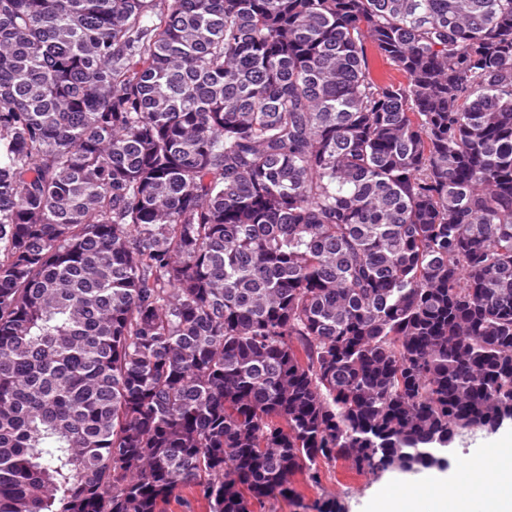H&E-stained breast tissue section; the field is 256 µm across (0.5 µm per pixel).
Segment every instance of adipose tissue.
Here are the masks:
<instances>
[{"label":"adipose tissue","instance_id":"ef3b65f1","mask_svg":"<svg viewBox=\"0 0 512 512\" xmlns=\"http://www.w3.org/2000/svg\"><path fill=\"white\" fill-rule=\"evenodd\" d=\"M381 512H512V443L489 445L453 474L388 489Z\"/></svg>","mask_w":512,"mask_h":512}]
</instances>
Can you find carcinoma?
Returning <instances> with one entry per match:
<instances>
[{"label": "carcinoma", "instance_id": "carcinoma-1", "mask_svg": "<svg viewBox=\"0 0 512 512\" xmlns=\"http://www.w3.org/2000/svg\"><path fill=\"white\" fill-rule=\"evenodd\" d=\"M506 423L512 0H0V512L296 507ZM369 59L374 75L384 77L396 84H404L406 82L405 75L391 61L381 57L372 47L369 48Z\"/></svg>", "mask_w": 512, "mask_h": 512}]
</instances>
